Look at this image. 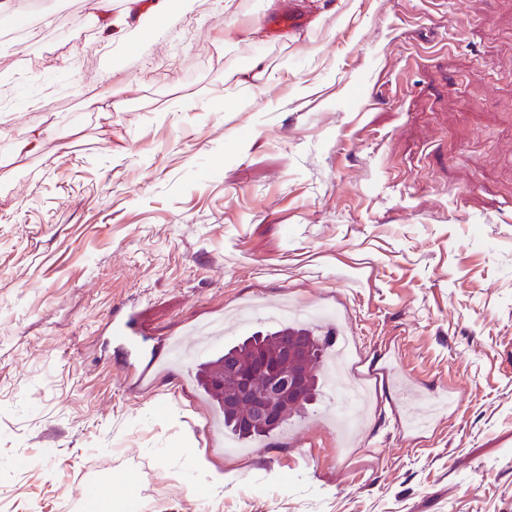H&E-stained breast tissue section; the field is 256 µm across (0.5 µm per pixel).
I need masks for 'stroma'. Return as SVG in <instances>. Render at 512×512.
<instances>
[{
	"label": "stroma",
	"mask_w": 512,
	"mask_h": 512,
	"mask_svg": "<svg viewBox=\"0 0 512 512\" xmlns=\"http://www.w3.org/2000/svg\"><path fill=\"white\" fill-rule=\"evenodd\" d=\"M29 2L0 12V512H512V0H172L114 39ZM50 125L69 149L16 157ZM285 294L457 405L418 431L380 389L341 461L326 391L234 463L191 377L140 395L103 344L127 302L158 339Z\"/></svg>",
	"instance_id": "1"
}]
</instances>
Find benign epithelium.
<instances>
[{
  "mask_svg": "<svg viewBox=\"0 0 512 512\" xmlns=\"http://www.w3.org/2000/svg\"><path fill=\"white\" fill-rule=\"evenodd\" d=\"M232 385L227 406L240 413L239 425L252 432L273 428L283 420L279 401L283 398L299 401L311 384L309 353L294 337H284L276 350H264L253 362L244 365L234 356L224 357L217 388Z\"/></svg>",
  "mask_w": 512,
  "mask_h": 512,
  "instance_id": "1",
  "label": "benign epithelium"
}]
</instances>
